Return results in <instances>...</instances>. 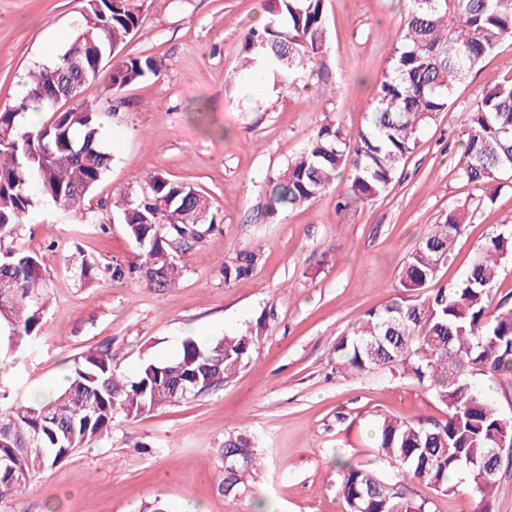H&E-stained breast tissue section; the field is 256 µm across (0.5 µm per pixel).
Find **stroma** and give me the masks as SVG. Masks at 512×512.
Masks as SVG:
<instances>
[{"instance_id":"1","label":"stroma","mask_w":512,"mask_h":512,"mask_svg":"<svg viewBox=\"0 0 512 512\" xmlns=\"http://www.w3.org/2000/svg\"><path fill=\"white\" fill-rule=\"evenodd\" d=\"M410 0H325L327 41L320 75L299 74L267 89L260 105L239 78L244 33L266 18L263 0H148L124 55L161 60L160 76L120 92L121 141L112 168L80 210L48 206L50 221L23 222L0 240L42 258L48 300L38 336L18 361L0 363V390L31 401L60 387L83 354L109 347L126 376L156 352L178 351L186 329L208 339L247 334L249 362L223 386L134 419H116L106 438L32 477L0 512H345L337 461L386 476L374 444L379 415L446 420L448 410L397 371L333 373L336 340L397 294L399 268L429 224L453 207L473 217L429 290L457 279L474 250L512 222V188L487 201L458 179L460 132L481 92L512 75V39L502 41L460 85L452 105L418 135L400 173L380 197L341 208L347 181L280 215L268 212V180L324 122L354 131L389 66L387 33ZM86 0H0V109L16 87L53 59L83 19ZM206 112L191 116L192 106ZM194 185L218 222L181 253L179 283L158 291L139 274L116 276L136 260L112 198L146 173ZM261 248L253 273L228 283L235 250ZM94 264L91 278L81 263ZM250 439L259 461L237 494L225 495L220 452Z\"/></svg>"}]
</instances>
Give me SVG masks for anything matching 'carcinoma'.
I'll use <instances>...</instances> for the list:
<instances>
[{"mask_svg": "<svg viewBox=\"0 0 512 512\" xmlns=\"http://www.w3.org/2000/svg\"><path fill=\"white\" fill-rule=\"evenodd\" d=\"M403 25L391 33V67L366 102V125L352 133L341 124L321 125L280 170L269 195L271 212L294 209L317 198L337 175L347 174L346 204L382 195L412 152L419 132L447 110L454 89L512 39V0H411ZM146 0H87L84 20L57 60L38 67L29 97L0 111V238L36 204L78 209L112 167L114 154L100 137L102 112L92 89L113 92L159 76L152 56L116 57L141 21ZM260 27L244 35L242 69L263 71L277 81L313 65L326 45L324 0H265ZM116 60L104 68L98 60ZM68 94L52 103L50 83ZM36 103L50 113L41 125L25 124ZM458 178L495 186L512 178V76L474 102L461 132ZM115 216L135 243L139 265L153 288H170L183 276L178 252L214 224L210 200L193 186L154 172L119 193ZM469 211L448 210L430 225L402 263L399 294L370 311L336 342L338 375L398 370L448 408V419L381 415L375 447L395 463L383 477L337 464L339 494L348 512H427L409 484L449 494L461 476L472 494L492 498L503 462L497 440L512 443V408L493 404L486 381L512 387V303L496 299L503 264L512 260V228L489 234L467 270L431 295L420 290L451 257ZM260 252L239 249L224 263V283L249 276ZM0 341L17 353L38 335L43 319L42 262L13 248L0 254ZM253 340L226 335L201 343L188 337L173 359H150L137 376L119 371L108 347L75 362L64 387L36 405L18 402L0 410V500L19 496L29 479L55 467L75 449L109 434L114 419H134L156 408L205 395L224 384L250 359ZM250 442L225 444L224 494L238 491L253 466Z\"/></svg>", "mask_w": 512, "mask_h": 512, "instance_id": "cac0c4a2", "label": "carcinoma"}]
</instances>
